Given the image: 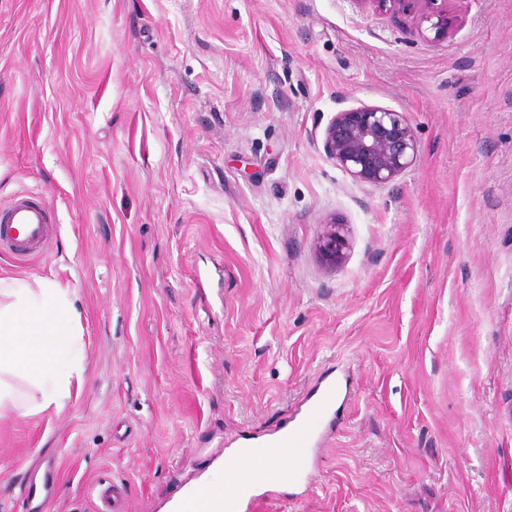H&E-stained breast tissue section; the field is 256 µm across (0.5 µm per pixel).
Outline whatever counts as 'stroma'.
<instances>
[{
    "mask_svg": "<svg viewBox=\"0 0 512 512\" xmlns=\"http://www.w3.org/2000/svg\"><path fill=\"white\" fill-rule=\"evenodd\" d=\"M447 9L435 42L355 0H0V204L57 219L0 277L76 288L87 353L0 417V512L49 465L50 512H168L328 374L311 490L255 512H512V0ZM363 104L418 139L384 186L322 149ZM325 224V231L319 238L316 248L323 265L328 270H335L343 263L348 248L345 224L336 221Z\"/></svg>",
    "mask_w": 512,
    "mask_h": 512,
    "instance_id": "obj_1",
    "label": "stroma"
}]
</instances>
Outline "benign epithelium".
I'll list each match as a JSON object with an SVG mask.
<instances>
[{
  "label": "benign epithelium",
  "mask_w": 512,
  "mask_h": 512,
  "mask_svg": "<svg viewBox=\"0 0 512 512\" xmlns=\"http://www.w3.org/2000/svg\"><path fill=\"white\" fill-rule=\"evenodd\" d=\"M421 5L418 25L434 32L433 40L448 38V15L435 7L436 0H415ZM323 150L336 167L354 182L381 186L394 181L417 159L415 132L402 112L363 104L342 109L328 122ZM323 265L334 270L346 257L345 225L326 223L316 245Z\"/></svg>",
  "instance_id": "7a95c632"
}]
</instances>
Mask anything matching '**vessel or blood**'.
Listing matches in <instances>:
<instances>
[{
  "mask_svg": "<svg viewBox=\"0 0 512 512\" xmlns=\"http://www.w3.org/2000/svg\"><path fill=\"white\" fill-rule=\"evenodd\" d=\"M52 222L51 209L41 197L15 195L0 206V249H8L21 262L43 255ZM337 391L336 383L328 382L299 406L298 418L287 430L262 440L257 449L240 452L232 462L236 475L224 488L226 512H251L271 496L273 487L285 483L312 484L317 452L333 432L330 415Z\"/></svg>",
  "mask_w": 512,
  "mask_h": 512,
  "instance_id": "b4317fda",
  "label": "vessel or blood"
}]
</instances>
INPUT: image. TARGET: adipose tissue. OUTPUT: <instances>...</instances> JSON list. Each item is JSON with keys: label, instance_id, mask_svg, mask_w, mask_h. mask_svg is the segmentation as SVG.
I'll return each mask as SVG.
<instances>
[{"label": "adipose tissue", "instance_id": "ef3b65f1", "mask_svg": "<svg viewBox=\"0 0 512 512\" xmlns=\"http://www.w3.org/2000/svg\"><path fill=\"white\" fill-rule=\"evenodd\" d=\"M85 361L75 289L0 278V414L63 411Z\"/></svg>", "mask_w": 512, "mask_h": 512}]
</instances>
